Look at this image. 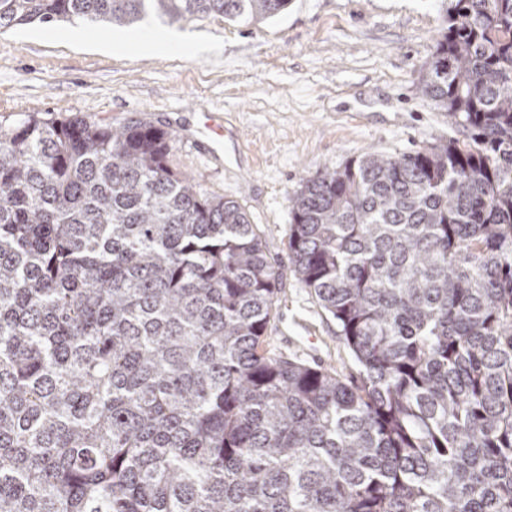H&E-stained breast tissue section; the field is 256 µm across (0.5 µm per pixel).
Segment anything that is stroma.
<instances>
[{
  "instance_id": "obj_1",
  "label": "stroma",
  "mask_w": 512,
  "mask_h": 512,
  "mask_svg": "<svg viewBox=\"0 0 512 512\" xmlns=\"http://www.w3.org/2000/svg\"><path fill=\"white\" fill-rule=\"evenodd\" d=\"M443 26L439 0H292L255 25L178 24L209 52L105 53L111 28L35 22L0 31V120L77 114L174 134L169 168L206 197L233 198L268 252L288 259L289 200L303 178L369 150L395 154L458 137L418 91ZM221 128L211 141L206 125ZM262 348L345 379L358 366L335 320L286 274Z\"/></svg>"
}]
</instances>
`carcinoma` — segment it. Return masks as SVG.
Segmentation results:
<instances>
[{
    "instance_id": "carcinoma-1",
    "label": "carcinoma",
    "mask_w": 512,
    "mask_h": 512,
    "mask_svg": "<svg viewBox=\"0 0 512 512\" xmlns=\"http://www.w3.org/2000/svg\"><path fill=\"white\" fill-rule=\"evenodd\" d=\"M463 138L302 179L288 259L357 382L262 350L283 272L174 135L0 122V512H512V0H440ZM289 0H0V29Z\"/></svg>"
}]
</instances>
